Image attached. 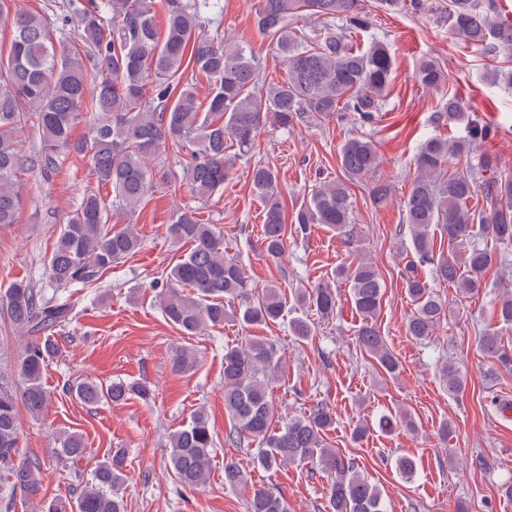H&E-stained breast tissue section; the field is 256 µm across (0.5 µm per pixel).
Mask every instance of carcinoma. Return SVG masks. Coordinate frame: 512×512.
<instances>
[{
    "instance_id": "carcinoma-1",
    "label": "carcinoma",
    "mask_w": 512,
    "mask_h": 512,
    "mask_svg": "<svg viewBox=\"0 0 512 512\" xmlns=\"http://www.w3.org/2000/svg\"><path fill=\"white\" fill-rule=\"evenodd\" d=\"M15 0H0V21L11 29L8 50L0 49V225L15 223L22 204L18 174L37 168L48 175L60 166L61 150L87 155L98 182L112 187V200L95 193L84 196L80 207L60 230L55 249L47 258L50 280L58 288L99 279L141 245L126 226L109 225V212L119 207L134 212L152 188V164L168 144L188 146L184 177L192 190L209 198L224 189L240 161L252 165L251 181L264 202L263 246L277 259L287 247L288 224L274 170L251 163L261 130L272 123L286 129L311 126L338 112L360 124L372 125L385 107L393 79L390 48L374 41L362 51L346 42L347 35L369 27L359 0H259L257 26L270 38L287 63L286 78L258 91L257 61L252 51L219 36L202 35L208 0H164L167 25L164 36L155 27V0H106L86 6L72 4L62 23L77 34L82 51L56 46L46 19L12 7ZM448 20L454 34L469 44L491 52L512 51V26L499 22L492 3L485 0H449ZM97 65L101 79L89 85L86 64ZM191 69L206 76L211 92L201 110L194 85L183 79ZM415 80L427 90H437L445 74L437 60L426 57ZM153 83L146 96L147 82ZM92 114L87 138L71 140V129L82 111ZM32 115L40 147L22 151L21 133ZM437 118L465 123L462 139L430 138L414 158L416 176L405 201V223L412 236L415 259L406 263L404 288L414 303L406 333L415 340L433 336L445 303L418 274V267L434 268L435 278L465 297L487 288L486 275L503 263L512 248V173L499 167L496 154L483 150L477 163L451 169V160L471 158L474 151L495 137V128L473 119L465 105L450 96L440 104ZM235 146L228 154L226 144ZM343 176L324 181L295 211L292 223L303 234L314 224H324L356 242L352 225L351 187L378 165L377 145L365 137H351L340 147ZM392 186L379 180L369 189L372 204L388 201ZM481 196L485 207L474 210L469 202ZM447 237L448 252L434 254L432 230ZM170 233L191 245L160 284L159 304L165 318L187 335L224 325L228 318L240 324L268 325L283 319L285 301L277 288L253 297L244 266L224 255L220 235L202 223L193 210H176ZM334 279L350 288L355 311L361 316L356 342L386 375L400 373V362L376 327L385 284L373 266L362 258L342 264ZM190 293H184V289ZM0 306L20 335L28 338L16 363L0 369V477L8 481V494L0 509L11 512L16 494L31 499L42 486L36 476L41 463L20 461L18 404L37 418L50 391L43 375L58 354L54 330L72 318L73 305L57 303L44 291L19 281L0 296ZM291 309L314 311L328 318L336 311V294L327 284L300 290ZM499 326L487 328L480 347L487 359L504 368L512 366V350L502 344L501 333L512 329V290L498 295ZM299 340L312 336L311 323L302 316L289 321ZM283 354L277 343L256 339L224 349V411L233 420L228 440L241 448L258 444L254 467L277 471L288 465L320 466L329 479L327 512H386L381 490L363 474L359 463L330 447L325 439L336 424L327 405L309 412L278 416L271 383L278 377ZM448 394L457 395L466 377L452 365L442 368ZM69 393L81 402L120 404L132 398L148 401L146 385L124 380L108 385L78 382ZM169 467L182 487L205 485L215 446L209 416L204 410L170 439ZM87 453L83 436L66 435L57 449L65 462L76 463ZM123 454L101 461L92 478L84 482L74 504L52 501L47 512H124L116 490L124 482ZM244 485L235 463L224 465V486ZM248 512H288L275 492L256 488Z\"/></svg>"
}]
</instances>
